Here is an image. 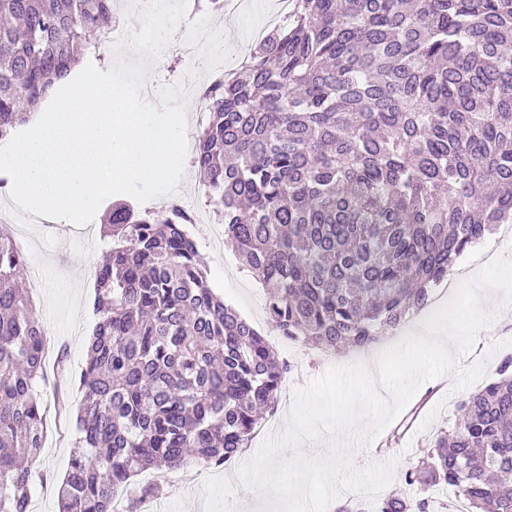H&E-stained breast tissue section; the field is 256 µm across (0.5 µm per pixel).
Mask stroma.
I'll return each instance as SVG.
<instances>
[{"instance_id":"stroma-1","label":"stroma","mask_w":512,"mask_h":512,"mask_svg":"<svg viewBox=\"0 0 512 512\" xmlns=\"http://www.w3.org/2000/svg\"><path fill=\"white\" fill-rule=\"evenodd\" d=\"M195 19L197 24L193 27L180 23L162 53L150 61L145 81L155 89L182 83L185 64L177 49L196 29L207 32L199 42L200 59L209 68L228 70L235 68L238 52L250 45L254 31L266 23L265 16L255 15L246 8L224 17L201 11ZM9 198V193L0 190V221L16 225L22 242L28 245L27 265L36 269L41 278V287L30 301L50 339L45 358L47 377L39 385L49 412L45 443L34 466L31 500L35 512H58L57 487L69 466L75 430L73 421L58 416L56 407L62 401L78 406L83 397L79 379L85 367L88 340L98 321L93 309L95 277L86 261L93 255L104 256L112 246L110 238L101 233L112 203L107 200L99 207L93 220L94 234L80 238L72 235L65 224L25 223L23 212L10 206ZM188 231L198 246L215 293L253 322L267 342L273 343L281 358L294 362L287 380L289 391L304 387L329 367L351 366L379 356L406 336L423 330L430 315L426 309L418 312L402 329L382 336L372 348L329 357L318 355L279 340L277 331L265 319L263 288L245 270L237 252L225 246L218 249L212 246L209 225L192 224ZM507 355L512 356V333L489 326L476 334L470 352L456 348L451 351L456 368L483 364V378L487 381L494 378L501 359ZM453 384L454 377L450 374L427 381L405 407L403 414L411 422L399 443L388 452L389 457L398 460L388 492L404 489L403 474L422 457L427 440L452 425L460 398L459 393L453 392ZM236 469V464L231 463L219 469L205 467L198 473L170 472L157 500L168 505L169 512H228L232 505L238 512H255L259 501L252 490L240 486Z\"/></svg>"}]
</instances>
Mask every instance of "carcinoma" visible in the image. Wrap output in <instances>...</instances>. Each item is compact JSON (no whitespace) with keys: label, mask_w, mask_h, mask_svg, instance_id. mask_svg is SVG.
<instances>
[{"label":"carcinoma","mask_w":512,"mask_h":512,"mask_svg":"<svg viewBox=\"0 0 512 512\" xmlns=\"http://www.w3.org/2000/svg\"><path fill=\"white\" fill-rule=\"evenodd\" d=\"M288 25L210 88L193 165L224 244L266 290L267 322L302 347L366 349L512 223V0H294ZM112 0H0V142L100 41ZM188 213L112 203L99 316L80 378L60 512H115L144 472L218 467L250 447L291 365L209 285ZM0 230V512H29L47 424L46 331ZM458 403L427 461L375 512H512V358ZM144 483L124 512L157 496Z\"/></svg>","instance_id":"1"}]
</instances>
